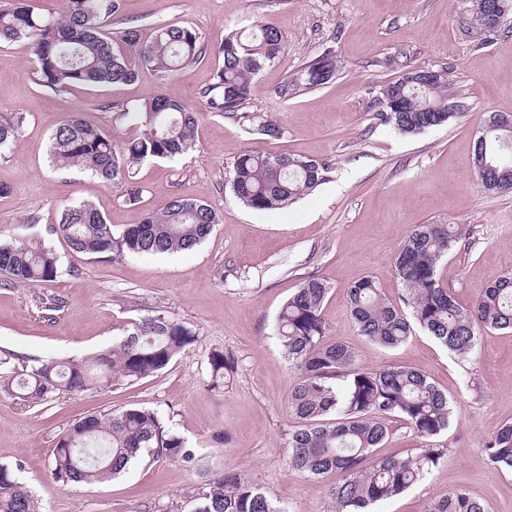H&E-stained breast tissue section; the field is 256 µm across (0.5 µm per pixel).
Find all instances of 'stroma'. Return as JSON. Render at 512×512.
<instances>
[{
	"label": "stroma",
	"instance_id": "35a3bbf8",
	"mask_svg": "<svg viewBox=\"0 0 512 512\" xmlns=\"http://www.w3.org/2000/svg\"><path fill=\"white\" fill-rule=\"evenodd\" d=\"M468 0H120L113 31L162 22L195 29L208 45L254 21L276 27L284 53L254 78L241 124L211 112L202 89L218 60L201 56L173 76L141 68L131 83L78 86L55 93L29 77L27 42L0 43V113L23 114L18 140L0 156V237L35 218L32 235L47 236L64 204L87 201L115 228L162 210L172 195L207 202L221 217L199 246L165 254L101 261L55 240L64 269L35 287L0 278V373L22 363L82 358L111 349L126 326L154 310L196 330L199 346L178 353L163 372L139 381L64 395L31 407L0 395V465L36 496L41 512H193L203 476L183 465L148 458L121 476L92 485L61 486L51 474L57 435L88 415L118 409L159 412L169 427L215 467L269 491L287 512H332L329 487L288 464L296 422L287 400L299 379L275 335L288 297L309 277L326 281L328 340L351 345L374 370L409 365L424 371L454 402L443 441L447 455L426 479L381 502L376 512H428L434 500L465 490L489 509L512 512V474L489 462L487 438L512 422V331L484 332L473 360L459 359L423 331L384 348L359 336L345 290L374 278L389 300L401 295L392 262L413 225L456 224L460 247L441 264L448 289L465 306L501 272L512 270V191L486 192L474 153L487 113L512 114V17L486 44L473 42L458 20ZM331 50L336 76L292 100L277 94L288 75ZM447 68L460 103L448 123L403 134L376 123L375 99L400 64ZM163 95L200 113L197 147L174 161L140 164L133 178L138 205L78 170L49 161V137L71 115L100 127L116 142L136 134L115 123L111 104ZM279 123L267 140L255 125ZM247 150L327 162L325 181L286 208L255 212L233 195L227 179ZM61 299L58 311L44 299ZM223 349L232 368L224 386L207 385L206 355Z\"/></svg>",
	"mask_w": 512,
	"mask_h": 512
}]
</instances>
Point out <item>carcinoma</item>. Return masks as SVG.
<instances>
[{"mask_svg":"<svg viewBox=\"0 0 512 512\" xmlns=\"http://www.w3.org/2000/svg\"><path fill=\"white\" fill-rule=\"evenodd\" d=\"M0 9V42L26 40L33 55L30 79L53 92L78 85H113L134 81L143 65L169 76L197 61L204 50L194 29L166 23L129 25L112 35L108 20L118 0H62L58 14H40L28 0ZM282 34L269 24L231 32L214 49L222 59L213 82L205 88L212 112L241 122L252 80L279 58ZM426 87L411 81L419 69H406L377 95L374 119L405 133H417L448 121V69ZM336 62L328 54L310 59L281 84L278 95L288 101L328 84ZM117 119L137 128L135 138L118 145L100 128L77 116L61 121L50 137L52 165L77 168L116 190L136 205L139 191L129 188L134 168L145 161L174 160L194 150L199 117L185 104L158 96L140 104L111 105ZM511 116L491 112L480 127L474 163L485 191L512 188ZM22 118L0 113V150L20 134ZM328 164L314 159L264 151L238 155L229 173L235 197L253 211L287 207L325 180ZM219 223L208 204L174 195L165 210L145 212L139 223L114 229L89 202L63 206L50 234L64 239L74 253L110 258L190 250ZM461 231L451 224H416L393 260L402 286L398 307L366 278L346 289L358 335L395 348L420 328L448 351L473 355L484 330L512 331V271L488 283L472 307L448 291L441 260L455 250ZM63 269L55 250L17 233L0 242V274L13 285L36 286L55 281ZM330 291L319 278L303 281L281 308L276 332L288 363L300 374L290 389L288 408L297 421L289 433V466L314 480L340 476L330 489L335 512H369V507L400 495L423 480L445 456L440 447L413 448L405 454L379 456L389 422L399 417L425 441L448 430L452 407L448 396L421 370L388 366L367 370L344 341L324 342L327 327L322 307ZM200 344L199 333L158 311L130 323L123 337L91 358L42 361L15 376H0V394L33 406L61 394H79L106 386L119 377L144 379L164 371L174 356ZM208 386H224L229 361L224 350L208 356ZM489 461L512 472V423L502 425L486 442ZM178 462L190 470L200 466L198 451L172 432L156 411L115 410L85 416L72 423L55 442L53 478L64 486L114 478L144 455ZM0 512H39L34 494L0 466ZM194 512H287L257 485L225 472L206 484ZM428 512H488L463 490H452Z\"/></svg>","mask_w":512,"mask_h":512,"instance_id":"obj_1","label":"carcinoma"}]
</instances>
